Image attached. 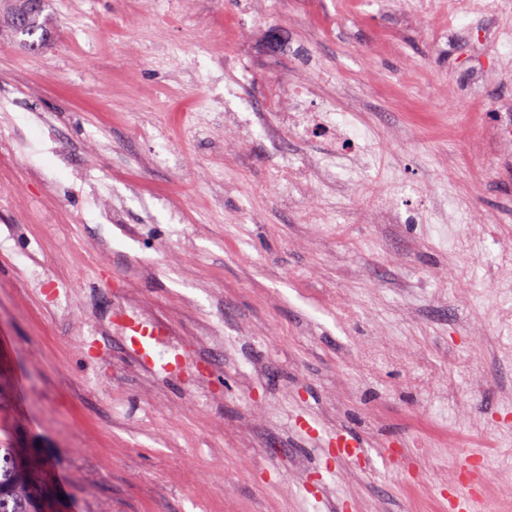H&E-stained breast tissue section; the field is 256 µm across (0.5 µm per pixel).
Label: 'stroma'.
<instances>
[{
  "mask_svg": "<svg viewBox=\"0 0 512 512\" xmlns=\"http://www.w3.org/2000/svg\"><path fill=\"white\" fill-rule=\"evenodd\" d=\"M49 0L39 50L0 39V446L25 455L59 512H409L418 495L451 505L463 475L512 477V332L498 288L480 275L512 246V145L477 155L491 107L512 80L471 73L477 29L493 13L449 20L439 0ZM175 43L202 70L249 73V108L271 86L335 101L379 147L347 188L281 201L260 119L225 121L224 101L181 71ZM444 207V224H380ZM325 219L309 226V208ZM116 211L102 230L100 214ZM484 224L473 272L453 249ZM104 233L110 250L90 248ZM87 308L49 309L31 257ZM145 298L177 348L199 322L215 335L260 321L237 365L200 368L217 400L186 406L196 379L113 373L69 339L96 328L116 296ZM355 315L344 319L340 303ZM417 354L375 370L357 352L376 332ZM420 375L422 391L398 387ZM121 390L127 414L108 395ZM270 414L243 429L251 403ZM332 429L363 438L369 466L341 467Z\"/></svg>",
  "mask_w": 512,
  "mask_h": 512,
  "instance_id": "35a3bbf8",
  "label": "stroma"
}]
</instances>
